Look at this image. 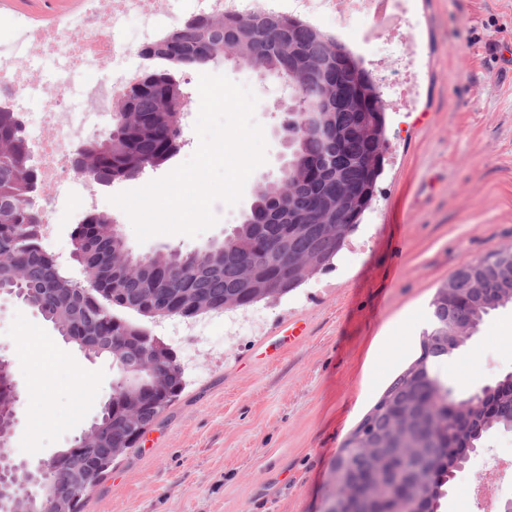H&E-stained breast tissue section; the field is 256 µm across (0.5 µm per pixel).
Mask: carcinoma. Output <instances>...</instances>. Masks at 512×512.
<instances>
[{
  "label": "carcinoma",
  "mask_w": 512,
  "mask_h": 512,
  "mask_svg": "<svg viewBox=\"0 0 512 512\" xmlns=\"http://www.w3.org/2000/svg\"><path fill=\"white\" fill-rule=\"evenodd\" d=\"M288 36L279 44L258 39L239 41L240 51L248 56L259 51L269 68L277 70L288 55V46L301 48L316 60L336 53L341 44L297 17L285 18ZM241 20L230 17L208 18L195 25L192 32L176 30L164 54H146L148 60H163L176 67L172 53L201 47L205 55L216 51L226 39L237 37ZM350 68L359 75L366 101L381 99L373 80L350 52H345ZM170 88L163 85L144 95L132 113L136 134L127 140L107 134L95 141L97 149L89 155L87 171L101 167L117 175L129 153L142 160L156 157L157 135L167 130L181 138L183 118L166 111ZM326 151L323 141L298 135L288 148V161L314 158ZM383 157L375 167L367 161L350 167L343 176L346 183L369 185L374 198L382 172ZM39 183L31 168L27 140L21 133L16 114L0 106V289L13 288L23 293L26 306L52 324L64 340L95 356L112 358L119 375L112 399L104 404L98 423L109 430L79 447L61 454L57 481L60 491L50 502V512H83L84 498L76 497L68 478L74 468L83 471L98 484L112 470L113 463L135 444L119 434L127 423L128 411H137L142 431H147L180 396L185 387L183 370L176 355L162 340L121 315L125 310L156 318L168 309V300H181V289H169L170 299L153 295L144 284L167 271L169 275L193 287L191 317L205 312H219L274 300L295 290L309 273L323 269L342 249L347 234L361 222L370 204L351 210L349 223L295 224L285 233V223L257 222L269 202L282 192L281 183L272 180L258 186L254 209L246 213L242 224L230 236L237 254L228 255L214 247L203 256H189L178 251L143 257V274L133 279L117 278L101 285L92 284L83 274L78 280L63 270L54 276L47 267L54 262L49 253L41 254L43 232L41 219L24 205L31 187ZM318 194L307 172L296 176L292 212L307 209ZM111 218L103 213L88 224H78L71 232L73 259L81 267H94L85 260L89 246L104 241L108 252L119 254L127 249L125 240L107 233ZM275 245V250L261 254L254 250L259 239ZM307 254L312 263L303 271L291 269L275 291L250 287L247 270L264 284L270 283V267L284 254ZM493 262H463L437 288L430 302L431 321L420 340V355L386 389L380 400L364 416L345 441L333 465L335 483L347 491L346 498L328 504L326 512H405L415 501L428 495L425 512H439L447 495L446 485L452 473L468 457L482 437L494 428L512 429V375L505 376L488 393L482 411H467L464 402L448 399V384L432 371L431 362L449 358L464 344L466 337H448V313L456 315L457 325L478 330L492 311L512 305V251L492 253ZM28 261L27 277L14 281L13 270L22 259ZM12 393L7 376H0V425L7 424V410Z\"/></svg>",
  "instance_id": "1"
}]
</instances>
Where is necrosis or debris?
Returning a JSON list of instances; mask_svg holds the SVG:
<instances>
[{"instance_id": "necrosis-or-debris-1", "label": "necrosis or debris", "mask_w": 512, "mask_h": 512, "mask_svg": "<svg viewBox=\"0 0 512 512\" xmlns=\"http://www.w3.org/2000/svg\"><path fill=\"white\" fill-rule=\"evenodd\" d=\"M189 15L204 18L222 16H285L303 12L317 21L335 13L336 0H190ZM170 13V0H86L81 12L61 23L30 25L14 15H0V101L16 109L24 128H36L34 161L42 183L59 187L73 181L88 184L87 176L77 174L70 164L73 146L90 143L105 136L119 93L134 78L132 70L119 66L120 56L142 53L166 31L160 19ZM139 25L137 42L120 44L114 32L126 29L130 22ZM30 48L45 59L64 58L67 71L88 70L105 73L109 83L94 87L91 96L95 109L79 121L66 120L69 85L67 79L38 87L33 71L21 54ZM40 100L39 115H31L28 101Z\"/></svg>"}]
</instances>
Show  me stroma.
Instances as JSON below:
<instances>
[{
	"mask_svg": "<svg viewBox=\"0 0 512 512\" xmlns=\"http://www.w3.org/2000/svg\"><path fill=\"white\" fill-rule=\"evenodd\" d=\"M86 0H8L0 12L37 25L82 11ZM419 25L418 84L410 103L386 110L385 157L378 191L330 270L310 276L282 299L258 303L264 317L236 335L225 314H209L212 345L187 355L186 387L137 447L85 496L84 512H325L335 492L339 450L393 379L420 354L437 287L466 260L512 246V0H409ZM320 29L350 50L366 46L379 71L391 72L400 46L378 39L371 22L345 5ZM225 75L258 98L265 161L233 207L215 201L214 226L191 237L158 234L138 242L112 196L162 178L198 149V108L182 125V148L137 180L95 186L104 213L119 217L134 253L187 254L222 242L275 177L282 147L273 134L280 81L220 62L175 76L199 100L201 74ZM306 328L300 344L278 345L289 325ZM50 352L33 357L30 337ZM380 357L370 358L371 347ZM0 357L20 392L13 436L17 458L47 461L97 418L112 397L109 357H87L51 324L0 295ZM455 399L512 373V306L493 311L464 346L434 363ZM81 372L85 385L73 383ZM512 457V432L490 431L448 483L440 512H480L473 481L512 499V482L490 455Z\"/></svg>",
	"mask_w": 512,
	"mask_h": 512,
	"instance_id": "35a3bbf8",
	"label": "stroma"
}]
</instances>
